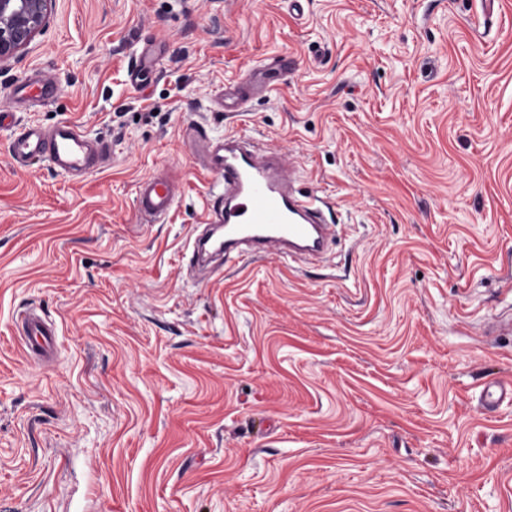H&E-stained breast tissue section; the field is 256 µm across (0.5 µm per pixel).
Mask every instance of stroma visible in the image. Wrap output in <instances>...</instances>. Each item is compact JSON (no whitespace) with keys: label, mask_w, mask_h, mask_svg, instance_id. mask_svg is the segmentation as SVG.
Returning a JSON list of instances; mask_svg holds the SVG:
<instances>
[{"label":"stroma","mask_w":512,"mask_h":512,"mask_svg":"<svg viewBox=\"0 0 512 512\" xmlns=\"http://www.w3.org/2000/svg\"><path fill=\"white\" fill-rule=\"evenodd\" d=\"M481 2L56 0L0 113L112 160L21 166L0 129V512H512V405L479 403L512 388V334L485 332L512 314V0ZM37 76L53 101L16 95ZM240 134L332 239L200 280L204 144ZM155 173L177 199L145 224ZM21 331L26 356L34 362H50L54 354L55 324L35 311H28L21 317Z\"/></svg>","instance_id":"stroma-1"}]
</instances>
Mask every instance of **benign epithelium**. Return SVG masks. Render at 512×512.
Instances as JSON below:
<instances>
[{"instance_id": "1", "label": "benign epithelium", "mask_w": 512, "mask_h": 512, "mask_svg": "<svg viewBox=\"0 0 512 512\" xmlns=\"http://www.w3.org/2000/svg\"><path fill=\"white\" fill-rule=\"evenodd\" d=\"M55 0H0V70L45 28Z\"/></svg>"}]
</instances>
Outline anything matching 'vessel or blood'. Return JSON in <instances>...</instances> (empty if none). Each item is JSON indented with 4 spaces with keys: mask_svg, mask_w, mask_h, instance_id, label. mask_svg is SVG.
<instances>
[{
    "mask_svg": "<svg viewBox=\"0 0 512 512\" xmlns=\"http://www.w3.org/2000/svg\"><path fill=\"white\" fill-rule=\"evenodd\" d=\"M9 151L15 163L41 157L66 175L95 172L110 158L104 144L88 139L71 121L48 129L25 127L12 138ZM209 167L222 176L224 203L208 212L207 221L223 225L225 249L235 251L245 244L253 253L276 259L324 250L329 229L320 201L294 189L275 149L228 136L212 146ZM175 198L172 184L148 176L137 186L136 209L146 221L155 222L171 210ZM21 331L27 357L49 362L54 354L55 324L29 311L21 318Z\"/></svg>",
    "mask_w": 512,
    "mask_h": 512,
    "instance_id": "vessel-or-blood-1",
    "label": "vessel or blood"
}]
</instances>
